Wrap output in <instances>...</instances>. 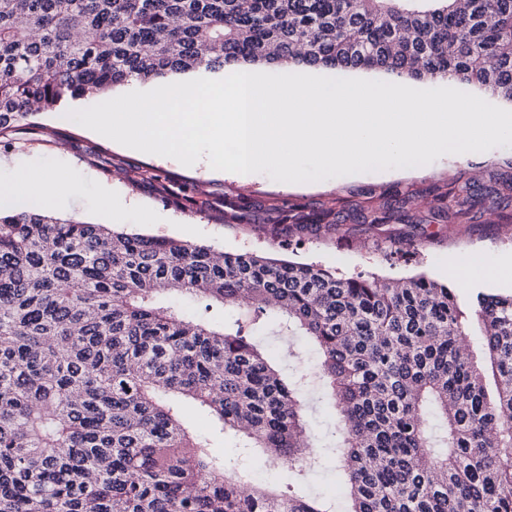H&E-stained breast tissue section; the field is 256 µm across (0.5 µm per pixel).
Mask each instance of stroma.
Wrapping results in <instances>:
<instances>
[{
    "label": "stroma",
    "instance_id": "1",
    "mask_svg": "<svg viewBox=\"0 0 512 512\" xmlns=\"http://www.w3.org/2000/svg\"><path fill=\"white\" fill-rule=\"evenodd\" d=\"M37 127L0 144V168L26 164L52 167L71 177L72 193L53 208L54 216L99 224L145 236L168 237L229 253L316 264L348 278L374 276L387 281L423 276L451 288L459 299L477 292L512 293V278L458 280L450 271L461 258L477 256L492 264H512V207L494 212L476 206L471 220L456 224L435 215L431 200L449 183H484L497 169L512 166V148L448 154L411 170L391 169L289 184L262 173L238 174L212 169L207 159L187 167L158 160L92 134L66 118L45 112ZM384 191L417 193V224H362L353 211ZM120 201V210L99 208L100 197ZM343 199L346 220L337 229L286 222L293 207L313 210ZM260 339L274 353L283 376L316 369L317 355L304 341L279 335L276 328ZM184 420L207 435L226 468L251 476L258 462L248 456L234 433L219 432L211 415L197 405L182 406ZM306 423L314 446L333 443L339 418L312 387Z\"/></svg>",
    "mask_w": 512,
    "mask_h": 512
}]
</instances>
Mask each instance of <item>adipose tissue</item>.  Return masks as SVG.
<instances>
[{
	"mask_svg": "<svg viewBox=\"0 0 512 512\" xmlns=\"http://www.w3.org/2000/svg\"><path fill=\"white\" fill-rule=\"evenodd\" d=\"M72 189V182L54 171L16 167L0 172L1 207L48 210Z\"/></svg>",
	"mask_w": 512,
	"mask_h": 512,
	"instance_id": "adipose-tissue-1",
	"label": "adipose tissue"
}]
</instances>
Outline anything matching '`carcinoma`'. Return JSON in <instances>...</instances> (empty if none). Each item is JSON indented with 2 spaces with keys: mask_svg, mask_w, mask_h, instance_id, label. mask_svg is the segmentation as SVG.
<instances>
[{
  "mask_svg": "<svg viewBox=\"0 0 512 512\" xmlns=\"http://www.w3.org/2000/svg\"><path fill=\"white\" fill-rule=\"evenodd\" d=\"M378 70L512 102V0H0V140L43 112L133 82L224 66ZM461 221L512 205V172L436 195ZM382 193L361 218L413 220ZM206 300L231 325L187 313ZM481 357L466 349L472 323ZM306 336L285 380L252 336ZM341 423L344 512H512V294L476 305L423 276L313 264L0 213V512H335L228 472L189 400L292 485L319 465L312 381ZM434 409L441 442L428 431Z\"/></svg>",
  "mask_w": 512,
  "mask_h": 512,
  "instance_id": "obj_1",
  "label": "carcinoma"
}]
</instances>
